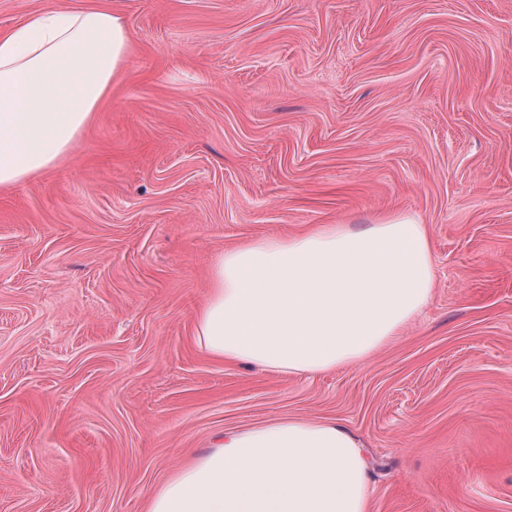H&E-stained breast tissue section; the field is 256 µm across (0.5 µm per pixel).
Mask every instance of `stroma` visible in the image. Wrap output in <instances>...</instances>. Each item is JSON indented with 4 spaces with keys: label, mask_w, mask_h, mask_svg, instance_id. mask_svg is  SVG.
Listing matches in <instances>:
<instances>
[{
    "label": "stroma",
    "mask_w": 512,
    "mask_h": 512,
    "mask_svg": "<svg viewBox=\"0 0 512 512\" xmlns=\"http://www.w3.org/2000/svg\"><path fill=\"white\" fill-rule=\"evenodd\" d=\"M133 43L0 192V512H146L227 430L333 419L368 512H512V0H110ZM412 214L435 286L366 363L206 355L219 254Z\"/></svg>",
    "instance_id": "35a3bbf8"
}]
</instances>
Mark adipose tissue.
Instances as JSON below:
<instances>
[{"label": "adipose tissue", "mask_w": 512, "mask_h": 512, "mask_svg": "<svg viewBox=\"0 0 512 512\" xmlns=\"http://www.w3.org/2000/svg\"><path fill=\"white\" fill-rule=\"evenodd\" d=\"M132 51L100 0L47 7L0 32V190L66 161ZM194 335L209 356L272 374L366 362L435 286L425 224L395 214L360 230L326 224L247 242L214 263ZM363 448L335 420L228 431L175 471L147 512H368Z\"/></svg>", "instance_id": "obj_1"}]
</instances>
